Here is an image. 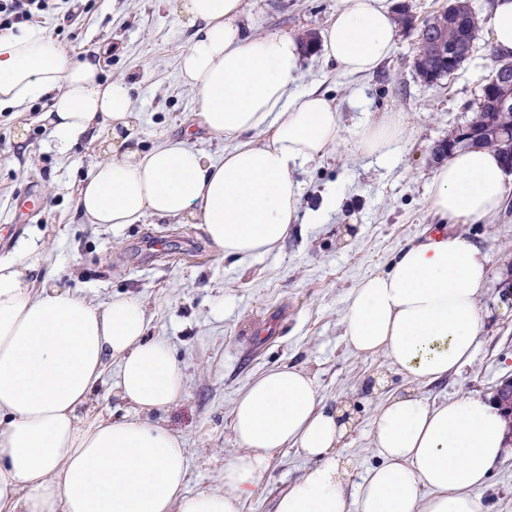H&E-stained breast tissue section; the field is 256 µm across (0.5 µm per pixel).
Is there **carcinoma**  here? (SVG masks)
Wrapping results in <instances>:
<instances>
[{"instance_id": "obj_1", "label": "carcinoma", "mask_w": 512, "mask_h": 512, "mask_svg": "<svg viewBox=\"0 0 512 512\" xmlns=\"http://www.w3.org/2000/svg\"><path fill=\"white\" fill-rule=\"evenodd\" d=\"M478 27L467 0H454V5L434 13L420 28L415 57V68L424 79L436 81L457 70L469 56L476 39ZM504 112L512 114V69L494 83L493 92L485 97L471 120L473 146L488 148L503 156L512 152V141L495 133V121ZM463 144L459 130L448 132V137L437 142L433 155L445 157L448 151Z\"/></svg>"}]
</instances>
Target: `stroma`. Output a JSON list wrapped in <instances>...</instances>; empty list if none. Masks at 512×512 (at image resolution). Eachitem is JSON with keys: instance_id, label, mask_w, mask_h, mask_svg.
<instances>
[{"instance_id": "35a3bbf8", "label": "stroma", "mask_w": 512, "mask_h": 512, "mask_svg": "<svg viewBox=\"0 0 512 512\" xmlns=\"http://www.w3.org/2000/svg\"><path fill=\"white\" fill-rule=\"evenodd\" d=\"M480 29L469 58L451 75L428 83L414 69L422 22L448 0H391L411 24L398 28L390 58L369 76L345 74L307 45L297 85L326 94L342 116L339 139L321 162L298 171L300 213L318 209L329 189L341 200L325 223H296L268 253L225 258L199 225L150 217L113 231L81 216L78 183L105 155L80 141L59 155L37 120L46 101L26 112L0 111V257L36 241L31 278L104 304L123 294L142 299L152 317L148 333L165 339L185 377L176 404L147 414L151 423L180 433L189 451L188 488L217 486L224 460L237 445L233 408L249 382L276 365H294L314 377L325 405H344L353 427L343 450L361 473L377 462L371 448L374 416L383 397L408 383L385 356L354 354L342 323L351 288L387 268L397 251L438 223L429 205L438 162L432 148L473 117L492 68L489 20L493 0H471ZM344 0H242L248 35L281 32L304 39L322 35ZM38 28L65 56L105 51L103 77L131 88L140 113L134 139L143 149L190 131L191 144L216 161L232 140L210 133L196 118L193 89L178 60L191 30L177 0H56ZM404 117L402 148L394 164L354 154L351 131L363 114ZM485 248L491 272L480 294L483 326L472 362L460 373L421 387L443 402L465 394H494L512 378V306L502 305V280L512 268V179L501 210L485 219L452 224ZM309 463L297 451L277 449L257 496L244 512H275L278 497Z\"/></svg>"}]
</instances>
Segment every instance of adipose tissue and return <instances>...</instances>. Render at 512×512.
<instances>
[{"label": "adipose tissue", "instance_id": "1", "mask_svg": "<svg viewBox=\"0 0 512 512\" xmlns=\"http://www.w3.org/2000/svg\"><path fill=\"white\" fill-rule=\"evenodd\" d=\"M240 8L241 0H180L192 28L181 77L196 93L201 124L234 141L220 161L184 139L129 148L133 98L103 80L100 58H66L35 27L0 33V107L49 100L43 119L62 155L104 125L123 147L79 187L89 223L120 230L148 216H187L230 259L268 252L287 237L299 217L295 174L335 148L340 114L319 90L295 89L301 43L283 33L245 35ZM395 38L388 0H346L321 50L344 73L367 75L389 58ZM402 134L400 116L388 112L356 124L350 144L390 163ZM431 182L441 223L358 281L343 315L353 352L384 355L415 384L467 366L482 325L489 255L446 222L496 213L505 195L500 159L485 149L454 153ZM36 249L0 258V512H242L279 448L295 449L310 466L275 512H483L479 492L512 453L493 399L388 397L372 427L379 462L354 482L340 453L347 423L323 405L313 377L289 365L268 369L238 397L239 449L224 461L222 485L188 491L185 440L141 418L185 392L171 348L148 333L143 302L116 296L97 304L33 287L28 255ZM111 365L134 416L115 420L92 405Z\"/></svg>", "mask_w": 512, "mask_h": 512}]
</instances>
